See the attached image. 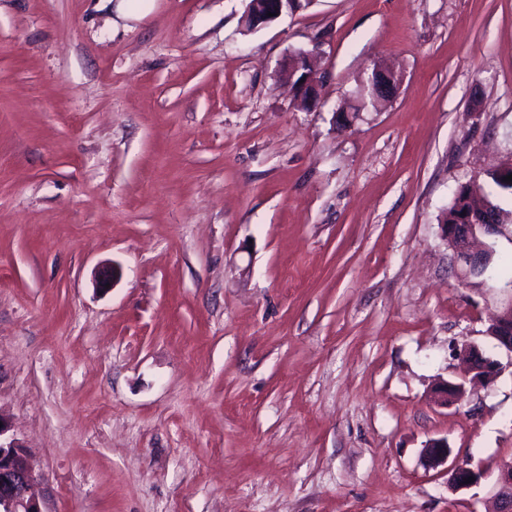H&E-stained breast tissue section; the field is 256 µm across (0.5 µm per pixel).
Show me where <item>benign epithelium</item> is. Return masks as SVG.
<instances>
[{
    "mask_svg": "<svg viewBox=\"0 0 512 512\" xmlns=\"http://www.w3.org/2000/svg\"><path fill=\"white\" fill-rule=\"evenodd\" d=\"M301 0H249L242 24L247 32L261 28L278 18L297 12L293 3ZM313 50H295L288 55L281 71L283 84L299 98L313 102L322 86L320 74L313 68ZM389 69L378 66L362 84V91L370 93L372 100L387 101L394 96L398 85L386 83ZM444 236L450 243L453 256L461 264L465 279L475 274H486L494 248L504 236L505 225L499 223L497 212L484 208L476 218L466 224L442 225ZM507 300L499 306L490 319L488 333L499 348L512 355V290L502 289ZM466 362L465 376L475 383L489 384L501 373V363L484 355L474 344L461 350ZM465 383H448L436 390L434 401L446 406L465 397ZM7 421L0 416V512H42L30 495L34 476L26 462V451L15 439L6 437ZM449 449L440 440L426 445L425 461L430 469L447 466L448 489L458 491L478 485L485 477L486 469L470 462L448 463ZM493 512H512V462L499 467Z\"/></svg>",
    "mask_w": 512,
    "mask_h": 512,
    "instance_id": "1",
    "label": "benign epithelium"
}]
</instances>
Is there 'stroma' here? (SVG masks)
I'll return each instance as SVG.
<instances>
[{"instance_id": "1", "label": "stroma", "mask_w": 512, "mask_h": 512, "mask_svg": "<svg viewBox=\"0 0 512 512\" xmlns=\"http://www.w3.org/2000/svg\"><path fill=\"white\" fill-rule=\"evenodd\" d=\"M247 4L0 0V415L40 508L486 512L512 357L441 218L512 158V0H312L253 32ZM313 48L305 110L279 74ZM467 342L505 369L438 406ZM432 439L480 484L450 491ZM389 71L390 70L386 67L378 66L373 69L371 75L363 82L362 91L364 93L369 92L372 100H376L377 102L388 101L396 93L398 79L395 74L392 75V79L395 83H386Z\"/></svg>"}]
</instances>
